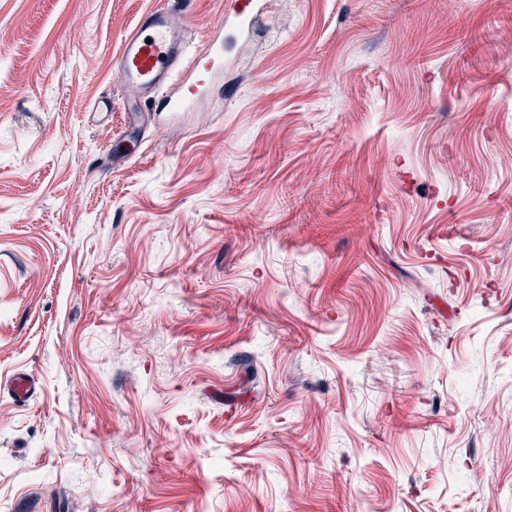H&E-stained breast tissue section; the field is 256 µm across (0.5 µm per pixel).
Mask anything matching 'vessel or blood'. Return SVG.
Segmentation results:
<instances>
[{
  "label": "vessel or blood",
  "instance_id": "1",
  "mask_svg": "<svg viewBox=\"0 0 512 512\" xmlns=\"http://www.w3.org/2000/svg\"><path fill=\"white\" fill-rule=\"evenodd\" d=\"M256 16L253 0H227L222 27L242 29ZM224 61V42L212 38L200 49H192L186 35L185 16L165 7H156L140 15L129 29L115 57L118 82L152 97L172 85L191 68L208 72Z\"/></svg>",
  "mask_w": 512,
  "mask_h": 512
}]
</instances>
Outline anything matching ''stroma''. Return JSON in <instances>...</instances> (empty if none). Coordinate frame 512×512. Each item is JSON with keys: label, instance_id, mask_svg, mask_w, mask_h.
Masks as SVG:
<instances>
[{"label": "stroma", "instance_id": "1", "mask_svg": "<svg viewBox=\"0 0 512 512\" xmlns=\"http://www.w3.org/2000/svg\"><path fill=\"white\" fill-rule=\"evenodd\" d=\"M159 6L0 0V512H512V0H270L132 134Z\"/></svg>", "mask_w": 512, "mask_h": 512}]
</instances>
